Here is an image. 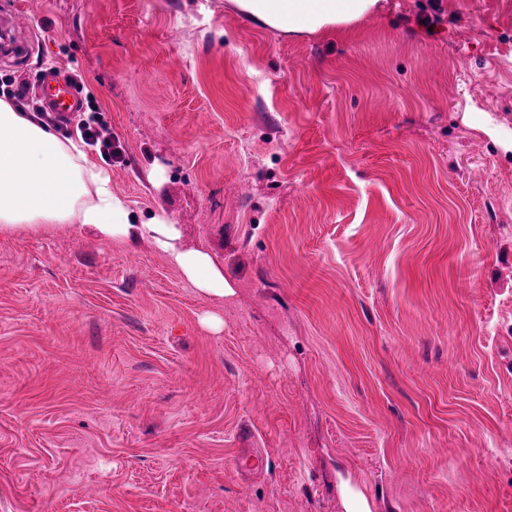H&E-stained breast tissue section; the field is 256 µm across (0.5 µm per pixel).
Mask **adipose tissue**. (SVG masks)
Instances as JSON below:
<instances>
[{
    "label": "adipose tissue",
    "mask_w": 512,
    "mask_h": 512,
    "mask_svg": "<svg viewBox=\"0 0 512 512\" xmlns=\"http://www.w3.org/2000/svg\"><path fill=\"white\" fill-rule=\"evenodd\" d=\"M232 3L258 25L288 34L352 25L376 11L379 0ZM57 225L91 228L106 238L151 236L196 288L221 297L233 293L208 252L179 248L180 230L166 212L131 223L126 201L113 193L108 171L89 160L81 136L60 138L0 100V237Z\"/></svg>",
    "instance_id": "ef3b65f1"
}]
</instances>
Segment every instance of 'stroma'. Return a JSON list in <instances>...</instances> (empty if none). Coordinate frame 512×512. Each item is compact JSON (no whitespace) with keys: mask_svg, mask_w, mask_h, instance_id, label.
Instances as JSON below:
<instances>
[{"mask_svg":"<svg viewBox=\"0 0 512 512\" xmlns=\"http://www.w3.org/2000/svg\"><path fill=\"white\" fill-rule=\"evenodd\" d=\"M336 32L231 0H0L80 75L150 239L0 240V512H512V0ZM262 467L248 468L251 449Z\"/></svg>","mask_w":512,"mask_h":512,"instance_id":"1","label":"stroma"}]
</instances>
